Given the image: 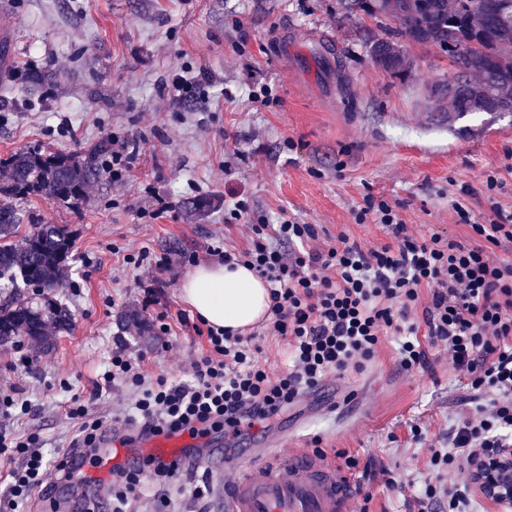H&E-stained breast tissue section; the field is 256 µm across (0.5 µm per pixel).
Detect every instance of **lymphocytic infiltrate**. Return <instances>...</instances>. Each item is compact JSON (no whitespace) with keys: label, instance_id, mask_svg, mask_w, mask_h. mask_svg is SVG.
<instances>
[{"label":"lymphocytic infiltrate","instance_id":"1","mask_svg":"<svg viewBox=\"0 0 512 512\" xmlns=\"http://www.w3.org/2000/svg\"><path fill=\"white\" fill-rule=\"evenodd\" d=\"M365 211L390 229L392 242L368 247L343 235L319 248L314 225L262 220L250 225L245 248H209V256L249 266L267 282L271 302L264 332L195 326L203 344L191 358L190 380L182 383L162 374L146 377V356L131 357L127 345L118 343L102 379L133 390L127 419L151 435L238 437L255 422L278 416L328 373L362 368L384 331L401 335V365L408 371L425 366L424 343L443 345L485 401L453 426L447 447L434 450L433 475L419 503L421 512H476L472 459L512 447V259L494 254L512 245V214L480 224L459 209L471 236L463 243L438 233L426 239L410 235L383 201H368ZM417 306L418 323L410 319ZM262 334L285 341L286 370L260 363ZM67 416L75 438L69 451L50 459L39 433L0 431V478L9 481L0 512H23L36 492L47 512H59L43 486L45 471L70 482L78 463L95 460L109 426L91 397H72ZM185 467L184 459L151 454L136 465L113 467L112 512H127L130 501L148 496L153 484L177 481Z\"/></svg>","mask_w":512,"mask_h":512}]
</instances>
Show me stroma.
<instances>
[{
	"mask_svg": "<svg viewBox=\"0 0 512 512\" xmlns=\"http://www.w3.org/2000/svg\"><path fill=\"white\" fill-rule=\"evenodd\" d=\"M11 21L0 159L34 147L84 151L104 137L139 141L124 183L103 175L80 205L14 201L25 224H65L74 234L61 291L71 331L38 352L24 345L28 368H11L14 348L0 349V383L22 389L31 404L11 427L39 432L46 457L74 435L64 413L73 395L99 393V409L115 413L130 400L122 384L96 387L116 338L131 354L149 355V374L188 380L198 336L176 322L170 338L160 337L151 320L188 311L181 284L213 264L208 246H244L246 223L225 224L224 201L245 200L251 217L272 224L314 225L323 241L344 235L369 247L390 240L383 225L357 219L370 197L387 201L417 237L467 240L458 202L483 224L512 213V112L449 121L450 100L435 110L424 99L453 78L447 52L403 38L409 73L385 71L369 53L381 23L345 12L340 0H0V23ZM176 74L193 85L189 105L172 102ZM264 86L269 101H253L250 91ZM490 174L498 180L491 193ZM200 199L213 208L196 210ZM162 201L170 211L151 219ZM143 251L166 257L167 267L124 263ZM398 348L397 337L383 336L363 369L328 375L240 438L212 435L204 459L220 464L225 449L241 455L253 440L288 429V447L356 457L362 492L350 512H420L432 449L481 399L443 346H427L426 366L409 372ZM415 425L424 433L418 442ZM235 476L231 467L210 479L188 469L183 483L212 486L206 500L174 484L154 493L171 512H224V487Z\"/></svg>",
	"mask_w": 512,
	"mask_h": 512,
	"instance_id": "stroma-1",
	"label": "stroma"
}]
</instances>
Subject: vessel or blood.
<instances>
[{
	"instance_id": "obj_1",
	"label": "vessel or blood",
	"mask_w": 512,
	"mask_h": 512,
	"mask_svg": "<svg viewBox=\"0 0 512 512\" xmlns=\"http://www.w3.org/2000/svg\"><path fill=\"white\" fill-rule=\"evenodd\" d=\"M92 477L107 475L119 463L132 462L130 449L105 437ZM353 481L338 464L294 448L264 450L240 463L233 485L224 492L225 512H345Z\"/></svg>"
}]
</instances>
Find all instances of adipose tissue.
<instances>
[{
    "label": "adipose tissue",
    "instance_id": "obj_1",
    "mask_svg": "<svg viewBox=\"0 0 512 512\" xmlns=\"http://www.w3.org/2000/svg\"><path fill=\"white\" fill-rule=\"evenodd\" d=\"M181 296L206 324L240 331L265 319L269 288L250 268L202 265L181 285Z\"/></svg>",
    "mask_w": 512,
    "mask_h": 512
}]
</instances>
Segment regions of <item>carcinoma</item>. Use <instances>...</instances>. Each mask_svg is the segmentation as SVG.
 <instances>
[{
  "label": "carcinoma",
  "instance_id": "1",
  "mask_svg": "<svg viewBox=\"0 0 512 512\" xmlns=\"http://www.w3.org/2000/svg\"><path fill=\"white\" fill-rule=\"evenodd\" d=\"M348 12L377 20L392 16L399 27L370 45L375 62L394 74L409 64L398 47L402 36L448 52L455 69L448 93L453 112H512V0H341ZM475 75L479 80L470 81ZM112 157V140L86 153L18 150L0 167V348L27 341L39 348L69 332L72 315L56 297L68 281L72 235L65 224H34L22 237V218L11 199L37 195L78 203ZM37 289V298L23 289Z\"/></svg>",
  "mask_w": 512,
  "mask_h": 512
}]
</instances>
